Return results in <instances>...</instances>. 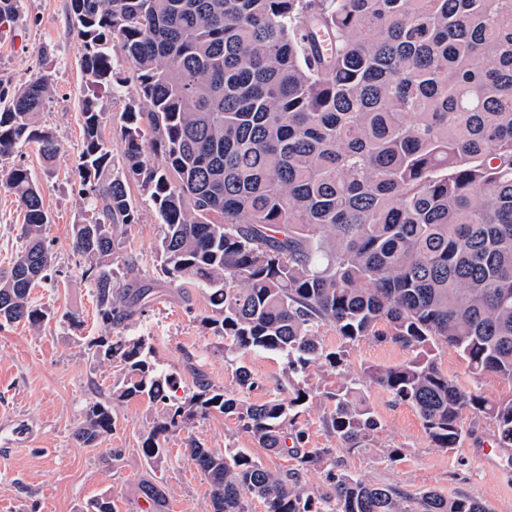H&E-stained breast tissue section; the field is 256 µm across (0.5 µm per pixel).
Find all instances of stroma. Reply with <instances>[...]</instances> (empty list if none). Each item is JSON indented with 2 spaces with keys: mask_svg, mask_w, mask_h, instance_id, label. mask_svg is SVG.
Returning <instances> with one entry per match:
<instances>
[{
  "mask_svg": "<svg viewBox=\"0 0 512 512\" xmlns=\"http://www.w3.org/2000/svg\"><path fill=\"white\" fill-rule=\"evenodd\" d=\"M82 52L70 21V0H23L12 29L0 32V86L11 88L44 73L52 79V96L39 120L59 144L53 170L45 172L32 144L24 146L16 159L40 183L50 215L45 235L60 275L57 287L32 290L33 299L54 312L53 320L37 330L24 325L0 329V512H86L89 503L100 497L111 498L116 512H142L140 487L146 480L164 491V512H210L209 486L183 458L186 436L217 452L230 446L247 449L273 471L286 467L287 458L261 448L233 419L216 415L171 435L169 461L149 464L140 451V437L162 408L142 399L113 403L115 428L102 447H82L71 436L85 407L110 397L113 384L121 378L116 365L92 359L91 342L108 336L148 337L158 368L175 377L180 397L191 388L196 366L212 384L235 394L239 388L232 370L246 365L259 380L258 388L247 395L251 401L266 399L287 383L281 355L241 352L225 358L211 330L199 322L210 310L202 289L161 285L158 301L124 328L107 326L98 317L92 289L81 276L82 262L72 251V228L85 213L77 176L82 138L79 99L97 93L108 118L105 136L118 161L123 151L121 115L130 98L86 83L79 67ZM131 192L136 222L116 258H136L138 277L151 281L160 276L156 246L164 227L150 196L136 185ZM22 223L14 194L0 187V272L25 244ZM70 313L79 317V325H70L66 319ZM408 357L396 344L366 338L351 346L343 373L314 370L307 381L310 387L323 388L342 376L357 379L361 366H393ZM362 389L380 423L379 445L359 452L340 451L350 472L412 497L425 491L448 498L466 495L480 501L486 512H512V461L494 463L476 453L493 440L489 420L465 414L470 433L461 445L434 448L412 406L394 402L372 383H364ZM111 448L121 449V456L109 459ZM390 448L401 449L399 461L387 460Z\"/></svg>",
  "mask_w": 512,
  "mask_h": 512,
  "instance_id": "1",
  "label": "stroma"
}]
</instances>
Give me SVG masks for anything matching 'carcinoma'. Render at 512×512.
Returning <instances> with one entry per match:
<instances>
[{
  "instance_id": "obj_1",
  "label": "carcinoma",
  "mask_w": 512,
  "mask_h": 512,
  "mask_svg": "<svg viewBox=\"0 0 512 512\" xmlns=\"http://www.w3.org/2000/svg\"><path fill=\"white\" fill-rule=\"evenodd\" d=\"M21 0H0V28ZM82 39L85 79L136 96L122 113L123 165L115 168L106 113L86 94L79 193L91 219L73 225V251L106 325H126L157 288L114 255L136 211L130 184L150 192L165 226L160 271L178 287L201 288L203 326L224 354L255 350L286 359L288 387L252 403L204 378L177 398L144 336L92 343L98 363L123 378L112 397L89 403L74 440L96 448L112 434L111 403L164 405L141 436L159 465L166 441L195 420L234 419L291 467L265 468L239 448L217 453L193 436L184 456L207 479L212 512H485L466 496L411 498L354 475L334 448H308L297 425L319 396L325 423L348 451L372 448L379 429L357 382L316 393L303 376L338 371L366 337L411 352L364 378L412 406L435 448H455L463 414L494 425L512 448V391L488 396L485 375L512 386V0H70ZM132 64L121 76L112 50ZM50 76L0 89V160L35 143L45 170L58 152L37 115ZM160 159L150 163L146 153ZM0 185L17 197L25 246L0 275V327L39 328L52 314L32 288L52 280L49 223L31 170L15 163ZM341 344L328 349L325 327ZM456 350L473 380L444 373L442 347ZM321 473L324 490L305 486ZM153 512L165 496L141 485Z\"/></svg>"
}]
</instances>
